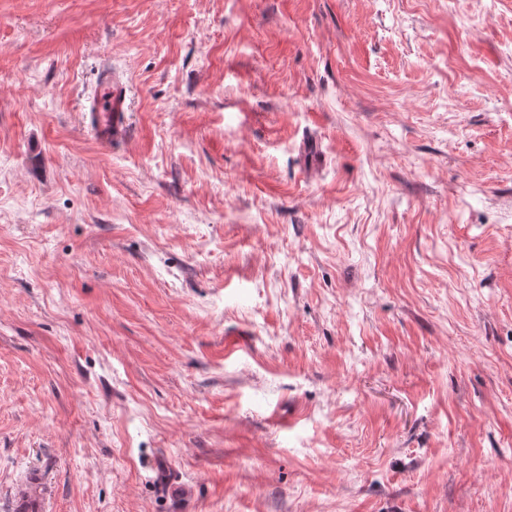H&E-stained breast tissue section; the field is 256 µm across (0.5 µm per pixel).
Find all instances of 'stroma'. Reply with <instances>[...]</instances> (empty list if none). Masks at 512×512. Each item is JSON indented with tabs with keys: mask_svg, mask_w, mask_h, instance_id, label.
Here are the masks:
<instances>
[{
	"mask_svg": "<svg viewBox=\"0 0 512 512\" xmlns=\"http://www.w3.org/2000/svg\"><path fill=\"white\" fill-rule=\"evenodd\" d=\"M31 472L512 512V0H0V512ZM125 92L114 83L102 81L94 92L95 112H91L90 132L103 145L112 140L120 139L125 129V113L123 104ZM110 129L109 134L104 130Z\"/></svg>",
	"mask_w": 512,
	"mask_h": 512,
	"instance_id": "35a3bbf8",
	"label": "stroma"
}]
</instances>
